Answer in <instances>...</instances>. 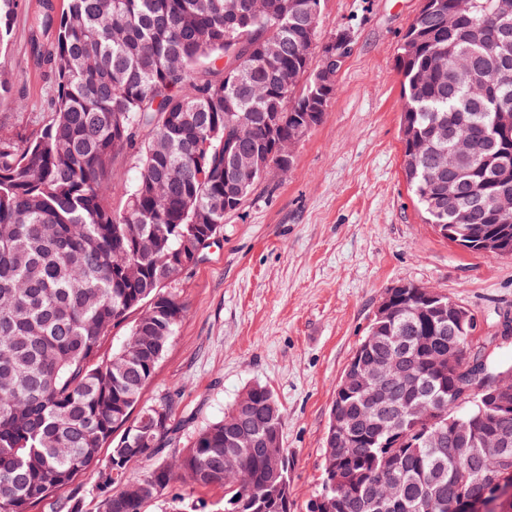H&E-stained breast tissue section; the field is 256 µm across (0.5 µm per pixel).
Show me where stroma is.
<instances>
[{
	"label": "stroma",
	"instance_id": "1",
	"mask_svg": "<svg viewBox=\"0 0 512 512\" xmlns=\"http://www.w3.org/2000/svg\"><path fill=\"white\" fill-rule=\"evenodd\" d=\"M66 0H24L0 45V135L26 136L47 114L49 72L27 52L32 17ZM422 0H323L324 35L349 29L350 53L321 124L294 146L288 172L264 179L190 269L167 282L185 307L144 403L175 397V422L202 425L248 386L283 413L294 512L322 481L336 385L391 288H435L492 337L491 364L512 363V256L460 248L427 224L402 169L397 50Z\"/></svg>",
	"mask_w": 512,
	"mask_h": 512
}]
</instances>
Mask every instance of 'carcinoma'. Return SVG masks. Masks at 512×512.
I'll return each instance as SVG.
<instances>
[{
    "label": "carcinoma",
    "instance_id": "1",
    "mask_svg": "<svg viewBox=\"0 0 512 512\" xmlns=\"http://www.w3.org/2000/svg\"><path fill=\"white\" fill-rule=\"evenodd\" d=\"M300 4L322 0H267L262 12L249 0H68L58 21L40 22L51 36L31 38L30 49L54 78L47 121L31 135L0 137V512H33L48 499L55 512H84L90 490L102 512H146L168 498L180 512H216L178 496L187 482L221 490L222 512H292L284 445L270 453L238 441L283 436L271 389L247 387L181 448L174 396L141 399L184 313L165 283L199 260L265 171L290 168L277 141L295 134L315 99L311 126L321 123L333 96L311 61L348 32L326 38L307 28ZM21 8L0 0V35ZM453 9L460 25L438 26ZM505 21L512 0H423L398 49L407 184L427 223L469 225L467 250L477 253L484 237L512 226V213L491 202L512 188V127L494 130L497 113H512ZM269 38L281 45L279 62L261 53ZM243 134L263 168L226 201L224 169ZM465 137L453 176L466 196L450 202L448 174L434 165ZM123 154L137 157L139 173L117 209L112 172ZM430 293L390 289L395 317L371 329L383 337L372 354L400 361L414 380L398 388L400 400L426 401L433 414L372 419L365 408L376 386L349 394L346 480L321 487L327 512H378L388 483L404 496L387 512H448V496L479 495L493 472L486 436L512 435V411L495 410L429 359L456 351L466 366L487 354L469 324L436 319L437 306L454 300ZM135 311L124 343L101 356L105 336ZM459 423L472 444L462 457L435 447Z\"/></svg>",
    "mask_w": 512,
    "mask_h": 512
}]
</instances>
